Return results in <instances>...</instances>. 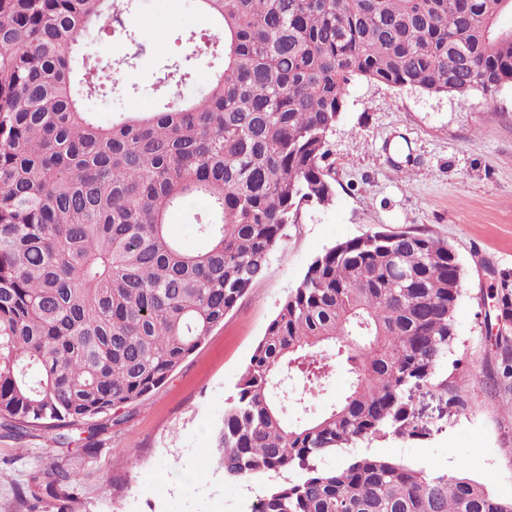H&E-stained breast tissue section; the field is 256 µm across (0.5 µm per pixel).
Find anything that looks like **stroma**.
Listing matches in <instances>:
<instances>
[{
    "label": "stroma",
    "mask_w": 512,
    "mask_h": 512,
    "mask_svg": "<svg viewBox=\"0 0 512 512\" xmlns=\"http://www.w3.org/2000/svg\"><path fill=\"white\" fill-rule=\"evenodd\" d=\"M134 21L152 55L116 81L142 85L129 96L98 98L93 110L153 111L150 85L172 34L204 28L193 0H136ZM331 205L304 206L287 225L263 279L221 326L144 401L118 410L106 429L70 428V446L0 436V512H24L15 496L34 473L59 465L76 474L72 512H251L269 477L234 484L214 465L211 433L253 350L288 292L325 249L382 230H423L448 243L462 266L455 339L436 368L438 381L469 379L467 406L445 413L436 385L417 408L426 435L376 438L337 450L323 466L353 454L391 457L414 467L485 483L512 500V382L493 385L499 361L487 315L497 271H512V86L466 101L419 88L357 80L327 137Z\"/></svg>",
    "instance_id": "stroma-1"
}]
</instances>
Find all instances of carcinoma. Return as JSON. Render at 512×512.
I'll return each mask as SVG.
<instances>
[{"label":"carcinoma","instance_id":"obj_1","mask_svg":"<svg viewBox=\"0 0 512 512\" xmlns=\"http://www.w3.org/2000/svg\"><path fill=\"white\" fill-rule=\"evenodd\" d=\"M213 34L155 71L169 93L154 112L92 111L100 92L137 94L116 69L150 48L134 0H0V429L64 446L66 427L143 401L266 273L288 224L334 197L323 161L355 79L461 100L512 84L501 0H195ZM126 43L100 61L82 40ZM221 60L197 98L178 86L197 58ZM204 202L193 209L190 204ZM186 213L206 247L168 230ZM461 267L448 244L374 232L316 256L258 341L224 403L210 451L224 481L296 473L252 512H512L481 482L357 455L388 435H421L413 395L433 381L455 335ZM512 324V272L494 284ZM502 377L512 339L500 337ZM344 362L336 405L309 406ZM465 379H445L460 411ZM56 512L75 476L45 472Z\"/></svg>","mask_w":512,"mask_h":512}]
</instances>
